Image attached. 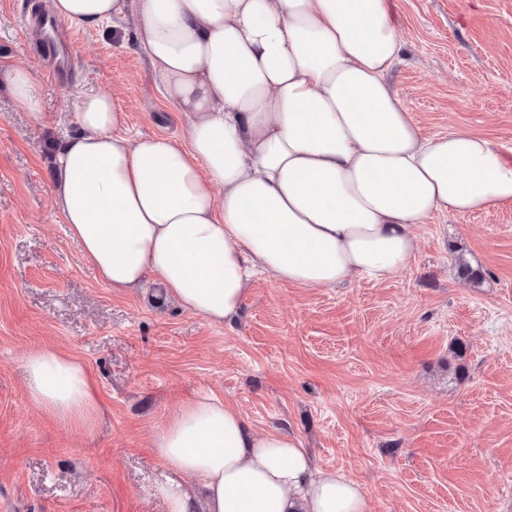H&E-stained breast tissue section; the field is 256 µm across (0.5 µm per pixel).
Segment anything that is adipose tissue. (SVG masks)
Segmentation results:
<instances>
[{
    "label": "adipose tissue",
    "mask_w": 512,
    "mask_h": 512,
    "mask_svg": "<svg viewBox=\"0 0 512 512\" xmlns=\"http://www.w3.org/2000/svg\"><path fill=\"white\" fill-rule=\"evenodd\" d=\"M393 0H51L78 28L125 15L188 116V143L129 139L109 95L79 96L58 149L56 206L109 288L157 276L211 322L239 311L250 270L302 287L383 281L416 254L414 225L512 203V163L484 137L425 136L388 73ZM224 208L215 211L216 189ZM27 392L64 420L96 410L87 371L27 358ZM158 456L200 480L169 512H366L359 485L314 467L302 441L256 433L215 397L182 404Z\"/></svg>",
    "instance_id": "adipose-tissue-1"
}]
</instances>
